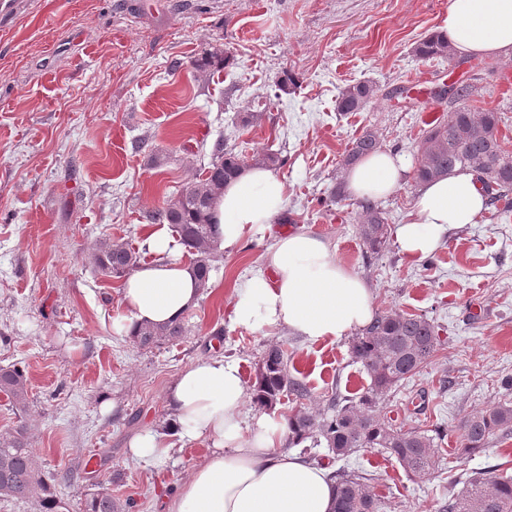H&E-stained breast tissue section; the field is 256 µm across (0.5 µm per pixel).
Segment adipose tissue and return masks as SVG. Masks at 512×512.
I'll list each match as a JSON object with an SVG mask.
<instances>
[{"label":"adipose tissue","instance_id":"ef3b65f1","mask_svg":"<svg viewBox=\"0 0 512 512\" xmlns=\"http://www.w3.org/2000/svg\"><path fill=\"white\" fill-rule=\"evenodd\" d=\"M440 33L461 56L507 53L512 0H450ZM404 179V167L387 151L363 158L345 173L346 187L358 199L387 198ZM286 202V184L271 169L254 166L227 182L216 204L225 247L269 231ZM484 207L473 173L421 184L396 231L401 252L419 260L453 229L475 223ZM145 246L155 258L124 279L123 312L113 322L128 338L141 326L183 318L201 297L193 267L176 257L166 225H150ZM373 311L368 281L337 260L328 240L297 231L277 236L259 272L237 284L229 319L238 328H285L318 342L367 326ZM246 398L237 361L199 359L167 392V430L148 429L131 441L132 456L147 467L169 460L175 441L212 445L206 460L167 497L165 512H332L336 490L326 469L282 448L286 419L267 413L247 418Z\"/></svg>","mask_w":512,"mask_h":512}]
</instances>
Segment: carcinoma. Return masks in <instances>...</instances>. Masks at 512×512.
<instances>
[{
	"instance_id": "cac0c4a2",
	"label": "carcinoma",
	"mask_w": 512,
	"mask_h": 512,
	"mask_svg": "<svg viewBox=\"0 0 512 512\" xmlns=\"http://www.w3.org/2000/svg\"><path fill=\"white\" fill-rule=\"evenodd\" d=\"M422 60L454 59L448 42L433 33L414 48ZM228 65L224 51L214 47L195 59L201 72L220 70ZM376 85L356 82L346 85L336 99L339 112H358L377 96ZM472 86L464 84L453 93L461 101L440 122L425 131L414 162L413 179L421 184L445 178L457 171L469 170L482 184L493 205L512 194V154L498 138L500 113L495 110L475 112L464 103ZM381 142L375 132L366 130L351 142L343 159L348 167L377 151ZM280 154L266 150L247 159L217 139L211 161L199 181L192 182L162 206L148 212L152 224H167L179 241L193 255L192 265L200 286H208L212 261L221 245L213 208L227 180L241 174L250 165L274 168ZM362 209L359 235L365 253L378 255L389 244V225L379 207L369 201ZM139 252L129 245L102 238L87 255L95 271L107 278H122L138 265ZM182 320L145 326L133 337L141 349H152L166 341L186 335ZM440 341L434 322L423 314L380 312L350 343L354 362L366 370L368 387L359 396H329L327 409L313 413L301 407L287 418L288 445L305 442L323 446L336 459H347L363 449L382 448L400 464L409 477L423 478L439 466L436 437L419 427L395 426L378 413L385 396L401 382L426 367ZM288 349L272 346L262 354L256 367L253 403L262 410H273L281 399L292 394L296 400L308 395L307 388L288 370ZM0 392L8 400L19 424L0 434V499L34 505L36 512H70L69 503L60 498L48 475L38 466L30 448L26 416L30 407L28 377L24 370L11 365L0 368ZM458 433L459 457L475 455L495 436L512 435V399L504 397L488 409L465 417ZM336 496L333 512H379V502L365 477L344 470L334 474ZM131 504L112 496L108 489L93 485L87 489L80 512H128ZM442 512H512V477L487 471L469 479L464 490L442 506Z\"/></svg>"
}]
</instances>
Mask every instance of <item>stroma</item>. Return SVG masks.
Returning a JSON list of instances; mask_svg holds the SVG:
<instances>
[{"label": "stroma", "instance_id": "35a3bbf8", "mask_svg": "<svg viewBox=\"0 0 512 512\" xmlns=\"http://www.w3.org/2000/svg\"><path fill=\"white\" fill-rule=\"evenodd\" d=\"M449 0H26L0 27V367H25L29 439L39 466L71 508L90 484L131 498L136 512H162L166 497L211 452L196 441L150 469L129 442L168 418V388L198 359L227 355L246 385L274 345L310 391L358 396L369 378L353 362L350 337L308 342L284 329L245 330L228 319L238 280L263 264L281 231L328 239L337 259L370 284L375 311L432 318L440 344L430 364L392 390L381 412L437 435L442 463L409 478L384 450L346 460L296 446L329 471L370 479L380 512H439L468 478L490 469L512 474V437H492L457 457L465 416L502 398L512 377V210L486 207L478 223L453 230L411 262L390 243L368 259L358 234L357 200L331 199L352 138L374 131L383 147L412 163L429 123L452 111L435 93L456 81L476 88L473 110L507 122L499 135L512 152V88L501 75L512 56L457 67L420 60L416 44L436 32ZM218 47L224 69L193 62ZM298 82L276 95L284 74ZM369 81L382 97L338 114L345 85ZM419 83L428 97L405 101L397 86ZM249 112L260 113L243 124ZM244 156L271 148L285 158V211L270 235L217 253L206 289L188 316L186 336L143 350L118 336L120 283L85 262L110 236L142 249L146 212L207 167L216 139Z\"/></svg>", "mask_w": 512, "mask_h": 512}]
</instances>
